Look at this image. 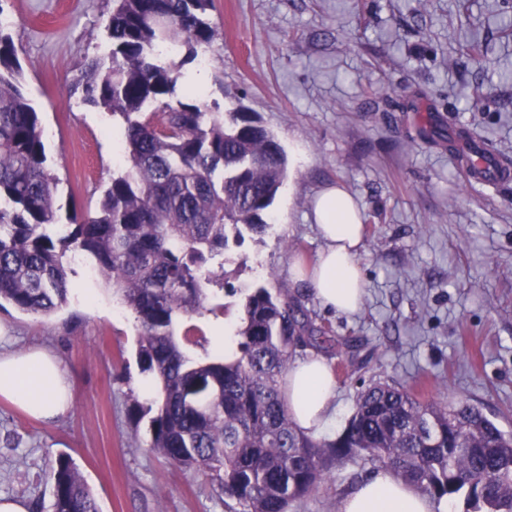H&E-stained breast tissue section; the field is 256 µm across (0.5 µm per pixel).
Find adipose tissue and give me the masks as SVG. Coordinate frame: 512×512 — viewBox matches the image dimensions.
<instances>
[{"label":"adipose tissue","instance_id":"adipose-tissue-1","mask_svg":"<svg viewBox=\"0 0 512 512\" xmlns=\"http://www.w3.org/2000/svg\"><path fill=\"white\" fill-rule=\"evenodd\" d=\"M314 221L324 247L313 264L297 263L295 276L307 282L324 307L343 314L363 303L365 278L355 256L363 224L351 196L342 188L322 191ZM333 373L323 357L298 360L288 369V412L303 429L323 431L333 421ZM0 399L43 421L63 415L72 400L69 372L42 349L22 355L0 353ZM438 504L397 478L390 470L371 474L342 500L340 512H436Z\"/></svg>","mask_w":512,"mask_h":512}]
</instances>
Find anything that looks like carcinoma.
<instances>
[{
  "instance_id": "cac0c4a2",
  "label": "carcinoma",
  "mask_w": 512,
  "mask_h": 512,
  "mask_svg": "<svg viewBox=\"0 0 512 512\" xmlns=\"http://www.w3.org/2000/svg\"><path fill=\"white\" fill-rule=\"evenodd\" d=\"M213 0H113L108 51L88 59L74 90L121 117L123 161L98 208L63 231L59 179L47 165L38 112L18 49L0 26V309L42 317L66 304L65 252L90 257L139 327L137 358L156 398L150 448L188 470L217 473L242 512H288L328 470L366 458L463 512H512V434L467 402L419 401L377 382L360 391L341 433L318 439L288 414L283 384L293 353L336 341L314 326L297 291L261 286L242 303L238 353L196 361L175 334L206 310L230 243L261 236L288 176L278 137L248 112H215L198 89L175 97L182 68L219 36ZM178 45L165 54L161 47ZM464 172L494 173L466 142ZM54 512H99L72 459L50 467Z\"/></svg>"
}]
</instances>
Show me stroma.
<instances>
[{"label":"stroma","mask_w":512,"mask_h":512,"mask_svg":"<svg viewBox=\"0 0 512 512\" xmlns=\"http://www.w3.org/2000/svg\"><path fill=\"white\" fill-rule=\"evenodd\" d=\"M222 36L202 65L183 69L221 111L258 113L281 141L289 176L265 235L226 255V283L208 309L180 321L187 354L212 357V324L234 334L254 288L303 294L315 325L332 331L324 358L336 380L335 437L358 393L393 383L421 400L478 405L512 430V179L477 185L447 142L423 137L427 117L448 133L473 131L496 157H512V0H214ZM112 0H0L19 51L24 87L40 116L47 163L59 179V223L95 210L116 168L111 114L68 88L107 44ZM358 203L361 309L322 306L297 282L295 262L324 243L313 198L327 186ZM68 301L48 317L0 309L4 350L52 352L70 374L71 408L34 420L0 401V497L53 512L49 465L69 455L100 512H239L212 474L150 450V400L137 361L138 324L93 262L67 254ZM375 470L333 468L289 512H339L341 498Z\"/></svg>","instance_id":"1"}]
</instances>
